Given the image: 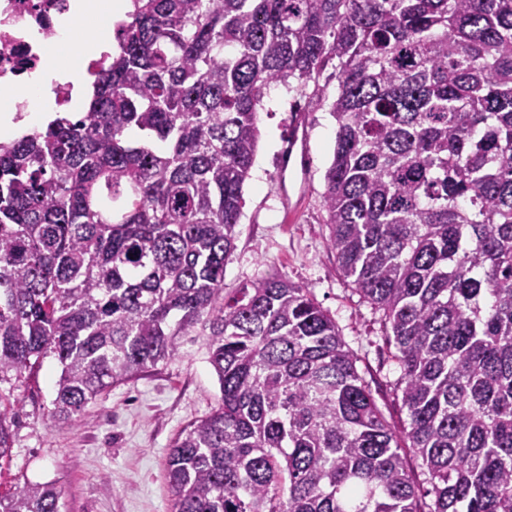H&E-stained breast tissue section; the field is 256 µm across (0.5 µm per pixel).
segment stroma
<instances>
[{"instance_id":"stroma-1","label":"stroma","mask_w":512,"mask_h":512,"mask_svg":"<svg viewBox=\"0 0 512 512\" xmlns=\"http://www.w3.org/2000/svg\"><path fill=\"white\" fill-rule=\"evenodd\" d=\"M298 119L307 133V157L296 207L287 213L280 203L279 159ZM259 130L236 249L224 273V294L233 296L262 277L310 288L358 356L357 367L387 421L401 426L405 415L393 394L400 375L395 349L370 306L338 274L336 257L327 246L330 229L324 222L322 193L336 123L327 108H312L307 98L274 84L263 98ZM60 370L48 358L25 383L0 385V394L17 413L12 457L8 469L0 471V487L55 483L62 494L61 512H169L164 463L171 441L217 406L221 396L204 337H187L176 356L112 387L85 407L76 424L62 425L49 415Z\"/></svg>"}]
</instances>
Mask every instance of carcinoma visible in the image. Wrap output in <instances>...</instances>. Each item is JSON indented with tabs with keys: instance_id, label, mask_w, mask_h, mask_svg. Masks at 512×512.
<instances>
[{
	"instance_id": "1",
	"label": "carcinoma",
	"mask_w": 512,
	"mask_h": 512,
	"mask_svg": "<svg viewBox=\"0 0 512 512\" xmlns=\"http://www.w3.org/2000/svg\"><path fill=\"white\" fill-rule=\"evenodd\" d=\"M113 38L83 116L0 142V384L54 358L71 423L199 328L221 397L171 442L170 512H512V0H135ZM333 60L327 244L389 331L400 435L310 289L224 298L265 90Z\"/></svg>"
}]
</instances>
